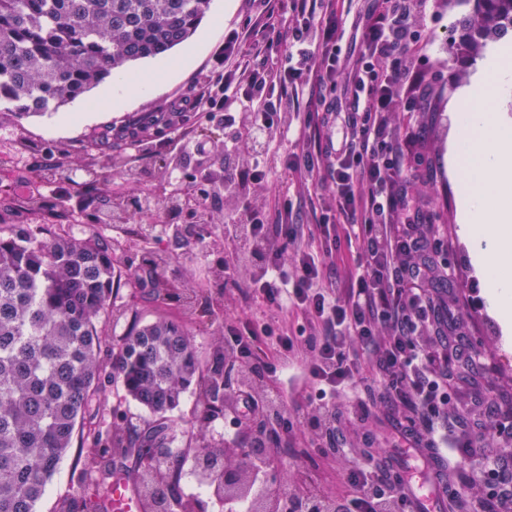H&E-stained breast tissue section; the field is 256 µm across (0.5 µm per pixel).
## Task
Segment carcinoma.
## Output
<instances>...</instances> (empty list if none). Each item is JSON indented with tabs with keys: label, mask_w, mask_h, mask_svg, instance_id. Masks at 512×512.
I'll list each match as a JSON object with an SVG mask.
<instances>
[{
	"label": "carcinoma",
	"mask_w": 512,
	"mask_h": 512,
	"mask_svg": "<svg viewBox=\"0 0 512 512\" xmlns=\"http://www.w3.org/2000/svg\"><path fill=\"white\" fill-rule=\"evenodd\" d=\"M211 0H0V110L20 117L55 112L87 96L114 72L165 56L190 39ZM472 29L456 50L475 54L483 41L512 28V0H476ZM174 115L152 112L131 135L168 126ZM166 259L142 254L127 276L155 303L193 306L194 289L166 282ZM120 281L109 248L96 239L48 236L16 226L0 235V512H37L66 452L78 445L77 466L101 501L112 497V474L144 464L139 492L144 512H196L180 494L183 455L173 412L186 394L201 408L193 458L211 493L221 497L223 445L205 440L224 413V349L204 356L180 321H141L125 309L129 327L112 341L110 363L99 350L104 322ZM154 420L141 427L93 426L102 377Z\"/></svg>",
	"instance_id": "obj_1"
}]
</instances>
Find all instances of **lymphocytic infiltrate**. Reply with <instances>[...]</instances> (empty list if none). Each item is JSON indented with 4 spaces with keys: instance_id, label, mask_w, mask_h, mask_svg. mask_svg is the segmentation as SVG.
<instances>
[{
    "instance_id": "1",
    "label": "lymphocytic infiltrate",
    "mask_w": 512,
    "mask_h": 512,
    "mask_svg": "<svg viewBox=\"0 0 512 512\" xmlns=\"http://www.w3.org/2000/svg\"><path fill=\"white\" fill-rule=\"evenodd\" d=\"M259 12L224 37V196L236 201L224 217V281L258 293L267 315L224 326V368L233 377L235 426L241 439L277 445L299 436L334 445L353 490L347 507L307 485L288 482L284 512H409L403 484L392 483L356 455L339 426L338 399L356 398L379 381L374 411L404 412L406 434L423 432L433 452L453 447L469 460L494 445L500 427L449 438L448 348L429 331L437 305L422 283L419 263L430 225L414 205L408 165L414 134L394 122L400 100L433 95L422 68L428 0H257ZM288 23L275 39L266 21L280 4ZM287 44L285 64L271 62L272 41ZM341 116L340 145L324 149L328 114ZM294 139L299 152L283 153ZM279 164L307 195L316 224L300 222L291 199L268 211L260 197L272 164ZM358 243V270L342 245ZM299 316L289 327L288 316ZM273 349L260 356L257 337ZM301 366L312 393L289 403L281 380Z\"/></svg>"
}]
</instances>
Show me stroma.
I'll return each instance as SVG.
<instances>
[{
  "label": "stroma",
  "instance_id": "stroma-1",
  "mask_svg": "<svg viewBox=\"0 0 512 512\" xmlns=\"http://www.w3.org/2000/svg\"><path fill=\"white\" fill-rule=\"evenodd\" d=\"M251 0H212L210 11L196 34L170 51L167 57L135 63L143 72L177 61L178 68L147 96L130 98L118 106L102 109L97 105L111 82L95 88L88 98L76 100L52 114L28 119L0 112V185L8 194L0 197V215L5 222L0 230L10 231L18 224H44L50 232H69L103 241L111 250L121 274L133 271L142 252L166 254L164 277L171 283L203 291L212 301L206 312L183 317L180 310L160 309L142 303L145 319L164 314L182 319L187 332L205 350L224 336V323L251 317L263 303L249 289L225 287L217 275L224 262V195L217 192L194 221L197 234L186 231L185 217L170 219L167 210L144 216L132 208L134 200L154 194L187 197L197 194L203 177L224 178V113L188 112L171 126L159 128L142 144L124 137L125 127L148 112L164 111L178 97L192 95L202 79L220 84L224 64L219 56L224 34L240 26ZM475 0H433L426 18L429 39L427 66L446 83L437 106L429 111H410L401 102L394 119L420 127L424 133L422 155L418 161L426 182L418 186L419 206L435 224L429 236L431 257L448 266V286L443 296L461 320L449 342L463 341L476 357L477 373L465 376L466 361L453 362L449 383L457 407L467 408L469 420L478 419L486 401H494L501 411L512 410V333L504 334L490 315L484 288L470 263L466 244L459 235L458 206L460 188L448 175V141L454 130L453 116L464 111L467 100L462 93L476 85L489 64L512 61V32L495 37L480 56L453 54L448 42L459 37L475 15ZM60 165L64 173L56 177L57 206L53 212L33 211L21 204L32 188L35 165L42 160ZM80 168L96 174L98 193L116 203V219L99 223L96 203L85 202L86 185L82 178H68L66 171ZM340 424L356 448L371 447L376 460L383 462L387 476L423 468V460L406 451L400 438V416L382 413L378 418H362L347 402H339ZM279 468L269 481L272 494H282L290 476L303 475L306 482L338 498L351 496L342 482L343 463L335 455L312 447L309 440L296 439L293 446L277 450ZM77 450H70L60 461L38 512H59L64 501L81 500L86 484L79 478ZM448 478L460 492L454 512H470L476 501L492 504L496 491L492 478L482 476L477 461L460 463Z\"/></svg>",
  "mask_w": 512,
  "mask_h": 512
}]
</instances>
